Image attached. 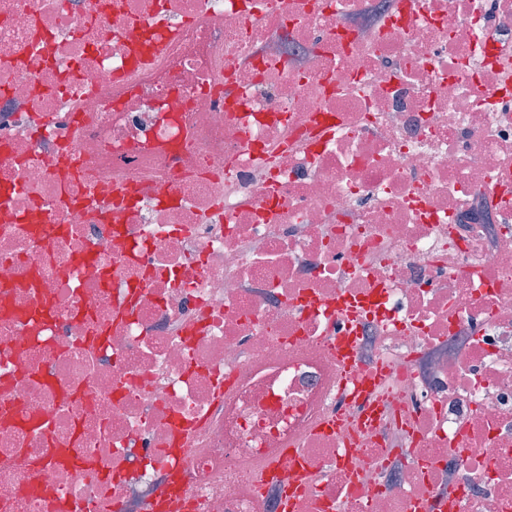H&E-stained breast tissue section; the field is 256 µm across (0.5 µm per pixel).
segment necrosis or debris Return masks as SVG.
<instances>
[{"label": "necrosis or debris", "instance_id": "4bbe7bcc", "mask_svg": "<svg viewBox=\"0 0 512 512\" xmlns=\"http://www.w3.org/2000/svg\"><path fill=\"white\" fill-rule=\"evenodd\" d=\"M507 43L512 0H0V512H512Z\"/></svg>", "mask_w": 512, "mask_h": 512}]
</instances>
